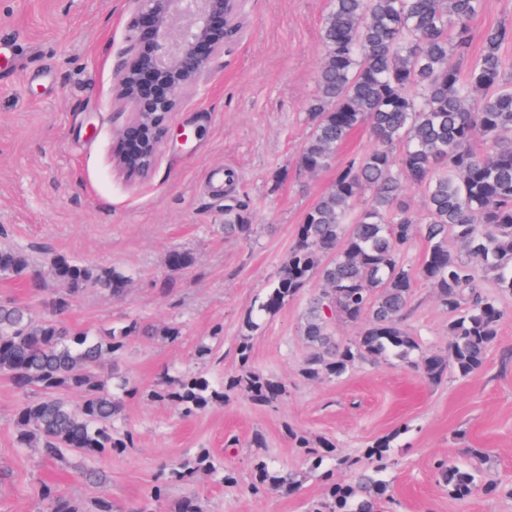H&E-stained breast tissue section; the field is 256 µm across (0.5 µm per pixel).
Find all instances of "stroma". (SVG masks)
<instances>
[{
	"mask_svg": "<svg viewBox=\"0 0 512 512\" xmlns=\"http://www.w3.org/2000/svg\"><path fill=\"white\" fill-rule=\"evenodd\" d=\"M328 9L329 0H246L239 39L225 45L203 89L186 91L171 117L172 131L193 129L196 137L184 146L168 141L150 174L130 180L112 152L132 111L113 98L132 0H0V35L19 41L12 59L0 60V248L24 253L31 272L43 276L36 290L0 276V301L44 318L63 289L45 274L48 258L59 254L131 279L118 301L81 291L63 316L70 327L101 336L134 320L181 333L175 342L128 339L114 369L137 388L120 419L135 445L97 461L106 474L100 483L17 447L21 396L0 375V512H42L44 481L83 501L111 499L116 512H176L187 496L203 512H306L326 484L301 445L305 438L327 440L348 459L336 471L344 480L367 466L366 448L389 439V512H512V318L501 323L484 367L467 378L430 385L383 358L308 381L300 375L310 352L305 290L250 339L252 368L286 384L281 400L258 406L234 394L186 418L147 397L166 370L216 379L239 372L243 316L287 258L304 212L333 181V170L310 173L297 164ZM218 170L234 172L231 190L213 183ZM229 196L248 208L251 240L225 237ZM175 249L191 252L193 264L170 270ZM448 320L432 285L417 280L405 325L423 349L447 350ZM202 342L212 348L203 359L195 352ZM257 433L266 441L263 455L300 474L296 492L251 493ZM470 448L484 449L486 469L502 483L497 496L461 500L439 485L434 462L465 460ZM202 451L232 467L234 482L198 474L161 501H146L166 463Z\"/></svg>",
	"mask_w": 512,
	"mask_h": 512,
	"instance_id": "35a3bbf8",
	"label": "stroma"
}]
</instances>
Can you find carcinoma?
I'll list each match as a JSON object with an SVG mask.
<instances>
[{
    "instance_id": "cac0c4a2",
    "label": "carcinoma",
    "mask_w": 512,
    "mask_h": 512,
    "mask_svg": "<svg viewBox=\"0 0 512 512\" xmlns=\"http://www.w3.org/2000/svg\"><path fill=\"white\" fill-rule=\"evenodd\" d=\"M483 0H330L320 31L322 57L317 90L308 102L310 126L298 164L308 172L336 167L330 188L306 210L288 256L270 288L243 320L237 356L241 371L222 382L202 373L163 372L151 396L186 417L224 404L236 391L257 405H272L285 393L278 381L249 369V340L267 316L301 294L312 280L303 336L312 348L300 375L336 378L360 360L392 355L429 384L450 374L479 372L497 341L512 301V82L505 78L502 49L512 44V26L481 33V51L461 73L453 59L469 56L473 22ZM367 128L376 146L364 155L337 160L342 144ZM485 149H474L476 142ZM422 187L423 214L405 200L407 182ZM224 236L249 240L254 224L242 203L224 206ZM426 242L420 263L406 257L416 239ZM173 270L193 263L190 252L167 258ZM24 254L0 250V276L21 277ZM47 273L67 285L50 302L52 313L34 319L29 309L0 302V375L24 396L15 417L17 447L35 448L48 460L71 458L92 478L103 475L87 463L134 447V437L115 426L123 396L101 367L117 359L132 336L175 341L179 331L159 332L136 321L106 336L72 330L60 321L77 294L97 288L122 297L125 272L82 264L63 255L48 260ZM430 282L448 311V351H425L405 328L417 279ZM356 328L349 340L336 324ZM38 391V397L26 395ZM79 400L74 402L71 395ZM390 440L375 442L366 456L372 467L355 482L323 473L327 492L306 512H382L393 499L381 478ZM206 472L234 479L223 462L199 453L172 465V483ZM439 484L459 499L493 497L501 482L456 462L437 464ZM255 494L295 492L297 474L256 456L251 465ZM45 512H114L112 500L68 498L41 488Z\"/></svg>"
}]
</instances>
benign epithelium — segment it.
I'll return each mask as SVG.
<instances>
[{
	"label": "benign epithelium",
	"instance_id": "1",
	"mask_svg": "<svg viewBox=\"0 0 512 512\" xmlns=\"http://www.w3.org/2000/svg\"><path fill=\"white\" fill-rule=\"evenodd\" d=\"M128 46L114 86L115 98L130 103L134 115L120 130L121 144L134 152L113 154L128 176L149 172L139 159L156 162L169 138V120L185 91L200 90L226 35L240 33L243 0H133Z\"/></svg>",
	"mask_w": 512,
	"mask_h": 512
}]
</instances>
